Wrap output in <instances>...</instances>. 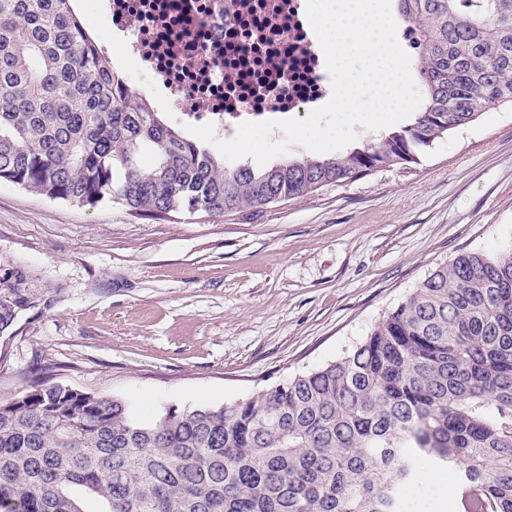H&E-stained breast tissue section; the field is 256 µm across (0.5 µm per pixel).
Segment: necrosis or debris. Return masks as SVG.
Here are the masks:
<instances>
[{
	"label": "necrosis or debris",
	"mask_w": 512,
	"mask_h": 512,
	"mask_svg": "<svg viewBox=\"0 0 512 512\" xmlns=\"http://www.w3.org/2000/svg\"><path fill=\"white\" fill-rule=\"evenodd\" d=\"M123 28L126 68L159 81L181 121L233 137L245 121L313 107L330 92L304 0H93Z\"/></svg>",
	"instance_id": "obj_1"
}]
</instances>
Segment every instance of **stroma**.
Here are the masks:
<instances>
[{
    "mask_svg": "<svg viewBox=\"0 0 512 512\" xmlns=\"http://www.w3.org/2000/svg\"><path fill=\"white\" fill-rule=\"evenodd\" d=\"M512 246V107L305 196L222 217H137L0 182V403L34 384L134 418L220 406L321 367L438 265Z\"/></svg>",
    "mask_w": 512,
    "mask_h": 512,
    "instance_id": "stroma-1",
    "label": "stroma"
}]
</instances>
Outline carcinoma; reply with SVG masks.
Returning <instances> with one entry per match:
<instances>
[{
  "mask_svg": "<svg viewBox=\"0 0 512 512\" xmlns=\"http://www.w3.org/2000/svg\"><path fill=\"white\" fill-rule=\"evenodd\" d=\"M397 5L418 50L413 121L254 169L150 109L71 0H0V181L138 216L220 217L411 163L512 106V0ZM24 301L0 295L1 334ZM423 462L471 491L469 512H512L511 248L438 266L342 356L245 399L147 423L60 384L0 404V512H402ZM413 117H414V113L408 117L407 119H405L404 121L398 123V124H395L393 126H390L388 128H385V129H382L380 131H376V132H370V131H364L363 128L359 125H356L354 127L355 131L359 133V136L358 138L346 145L345 147L339 149V150H336V151H332V152H328V153H314V152H310V151H307L305 149H303L302 147L300 146H292V152L287 154V155H283V156H279V157H276L274 159H272L271 161H269L267 164H265L264 166H259L252 158L248 157V158H242V159H239L237 161H234V162H229L227 161L225 158H224V162L226 164H229V165H238V164H248V165H251L252 167L256 168V169H260V168H264V167H267V166H270L274 163H277V162H280V161H283V160H286L288 158L290 159H293V158H302V157H307V156H319V155H335V154H341V153H344L346 152L347 150H350L351 148L353 147H361L363 144H366V143H369L370 141H372L373 139L379 137L380 135L382 134H385L389 131H391L393 128L395 127H398V126H402V125H406V124H409L412 120H413Z\"/></svg>",
  "mask_w": 512,
  "mask_h": 512,
  "instance_id": "1",
  "label": "carcinoma"
}]
</instances>
